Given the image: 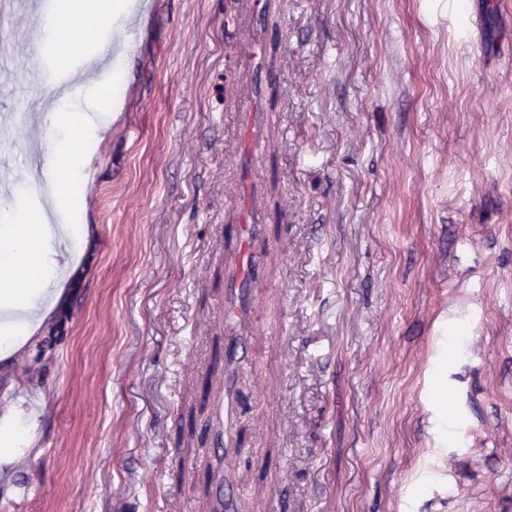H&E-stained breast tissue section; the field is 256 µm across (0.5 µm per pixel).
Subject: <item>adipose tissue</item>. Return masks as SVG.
Segmentation results:
<instances>
[{"label": "adipose tissue", "mask_w": 512, "mask_h": 512, "mask_svg": "<svg viewBox=\"0 0 512 512\" xmlns=\"http://www.w3.org/2000/svg\"><path fill=\"white\" fill-rule=\"evenodd\" d=\"M112 0H76L66 7H53L40 26L42 48L55 65L66 64L82 53L89 35L112 24ZM45 118L64 126L65 134L55 145L53 171L57 189L55 209H65L71 193L80 185L84 156L78 141L86 115L69 96L58 97ZM83 235L75 224L52 231L40 208L25 201L22 188H15L8 208L0 210V366L12 367L15 355L38 333L62 295L65 277L57 248L36 251L35 245L54 237L77 245Z\"/></svg>", "instance_id": "1"}]
</instances>
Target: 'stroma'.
<instances>
[{
  "label": "stroma",
  "instance_id": "35a3bbf8",
  "mask_svg": "<svg viewBox=\"0 0 512 512\" xmlns=\"http://www.w3.org/2000/svg\"><path fill=\"white\" fill-rule=\"evenodd\" d=\"M112 18L137 35L101 45L123 89L60 214L88 227L66 339L0 372L43 409L0 512H512V0ZM38 61L0 73L9 109L50 95L20 77ZM238 256L260 285L228 324Z\"/></svg>",
  "mask_w": 512,
  "mask_h": 512
}]
</instances>
